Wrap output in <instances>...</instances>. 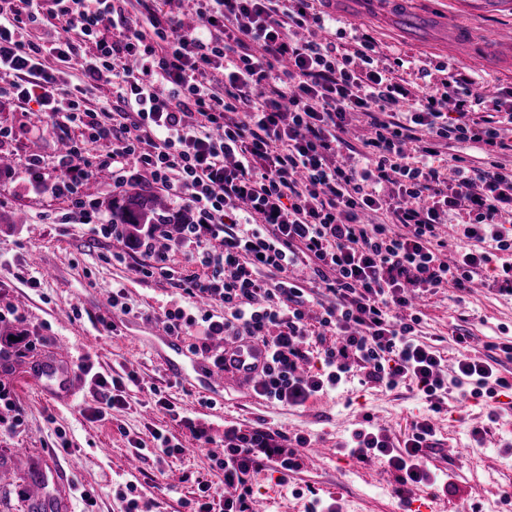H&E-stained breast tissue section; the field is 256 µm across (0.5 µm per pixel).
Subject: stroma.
Instances as JSON below:
<instances>
[{"instance_id": "stroma-1", "label": "stroma", "mask_w": 512, "mask_h": 512, "mask_svg": "<svg viewBox=\"0 0 512 512\" xmlns=\"http://www.w3.org/2000/svg\"><path fill=\"white\" fill-rule=\"evenodd\" d=\"M466 23L473 35L472 62L458 59L449 40L446 17ZM363 29L379 45L384 58H402L401 75L409 84L421 78L431 83L456 73L493 90H512V8L504 0H422L418 10L396 16L371 12L360 16ZM0 125L21 134L0 152L23 162L30 145H38L53 161L60 132L46 120L24 112L7 95L0 96ZM121 252L125 262L113 261ZM127 238L98 235L69 199L29 192L19 176L0 181V308L18 309L19 318L5 328L21 330L30 347L25 357L0 360V382L9 386L25 408L17 433L0 438V512H28L19 483L29 470L45 477L46 512H83L78 486L98 493L96 512H121L119 490L131 484L137 494L157 499L155 512H185L197 481L224 486V473L214 463L223 455L221 442L229 426L265 424L288 436H310L312 445L291 489L278 486L267 473L253 478L256 512H308L312 498L332 503L336 512H420L425 493L439 495L440 512H512V396L500 404L498 422H489L481 405L449 390L440 413L434 414L435 435L427 453L434 474L453 483L452 493L439 486L418 484L401 492L396 473L387 465L362 463L347 455L344 445L365 421L385 426L393 442H401L417 417L428 413L421 395L407 384L385 389L363 383V371L353 367L346 385L310 398L300 406L271 403L253 386L226 379L210 387L194 370L192 337L170 336L138 317L139 311L158 314L172 308L179 295L162 277L140 279L129 263L139 261ZM52 276H44V269ZM41 279L38 288L28 280ZM123 289L132 314L113 315V288ZM81 316H73L72 307ZM420 340L441 354V374L453 377L461 354L490 359L499 376L512 380V296L479 286L460 293L451 288L417 303ZM111 317L116 331L98 324ZM467 335L458 345L456 335ZM70 356L64 367L74 376L75 396L57 402L27 378L38 362L53 360L59 343ZM89 355L95 371L109 376L137 372L126 407L105 419L84 411L89 400L84 379L77 373L78 356ZM181 357L185 375L172 373L169 361ZM173 404L159 411L156 394ZM166 430L185 448L183 454L157 462H127L131 439L151 442L152 429ZM203 429L213 442L202 445L194 436Z\"/></svg>"}]
</instances>
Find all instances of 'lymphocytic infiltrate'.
<instances>
[{"instance_id": "obj_1", "label": "lymphocytic infiltrate", "mask_w": 512, "mask_h": 512, "mask_svg": "<svg viewBox=\"0 0 512 512\" xmlns=\"http://www.w3.org/2000/svg\"><path fill=\"white\" fill-rule=\"evenodd\" d=\"M0 0V74L23 108H37L66 136L53 167L28 156L22 174L35 193L65 196L79 208L82 187L108 171L122 187L130 171L145 173L194 215L177 247L190 250L202 274L175 276L157 249L159 226L140 241L131 271L172 280L183 305L165 311L168 335L192 336L194 354L210 341L262 344L267 350L257 392L300 405L337 388L360 365L364 380L391 389L405 382L438 409L449 388L483 399L496 421L499 390L511 383L486 360L462 356L452 379L442 356L416 339L419 317H399L411 299L440 289L469 290L493 252L512 250V102L475 94L457 80L455 113L441 108L447 88L410 93L398 73L404 61L380 66L374 39L359 28L333 29L325 0H191L196 24L161 0ZM62 23L43 43L27 39L42 17ZM350 38V50L339 39ZM94 46L78 55L79 41ZM79 60L86 84L112 86L109 104L90 108L61 64ZM413 98L410 110L399 103ZM371 129L360 149L347 141L348 114ZM469 143L484 156L437 164L448 142ZM110 145L106 163L93 147ZM358 158L337 163L343 151ZM457 218L454 261L439 228ZM310 267L311 284L291 275ZM222 316L197 313L200 300ZM335 345H326L327 336ZM320 343L312 352V343ZM88 415L105 418L126 406L135 375L109 378L89 362ZM435 435L431 417L410 425L401 446L383 429L352 436L359 462L385 461L400 485L432 480L421 465ZM303 434L276 439L263 425L224 434L216 466L234 496H215L199 482L188 512H252L250 478L276 473L280 486L302 467Z\"/></svg>"}]
</instances>
